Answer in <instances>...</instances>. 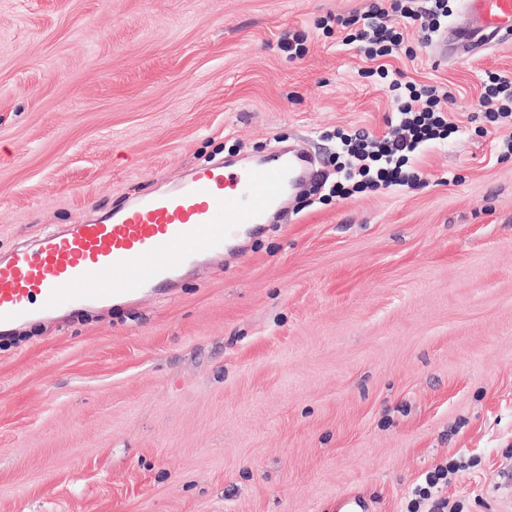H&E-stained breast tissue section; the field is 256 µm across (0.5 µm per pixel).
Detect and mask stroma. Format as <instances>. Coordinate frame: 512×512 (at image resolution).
Segmentation results:
<instances>
[{"mask_svg":"<svg viewBox=\"0 0 512 512\" xmlns=\"http://www.w3.org/2000/svg\"><path fill=\"white\" fill-rule=\"evenodd\" d=\"M371 3L0 0V257L279 141L320 170L173 285L0 337V512H407L450 461L442 497L512 512V126L479 110L512 41L440 61L403 22L384 79L317 25ZM398 77L458 132L425 188L329 196ZM458 470L459 468L454 465L436 466L433 471L425 476V484L416 488L415 498L409 502L407 512H420L421 504L432 500L440 485L448 484L449 476L456 474Z\"/></svg>","mask_w":512,"mask_h":512,"instance_id":"obj_1","label":"stroma"}]
</instances>
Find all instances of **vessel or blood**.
Masks as SVG:
<instances>
[{
    "label": "vessel or blood",
    "instance_id": "1",
    "mask_svg": "<svg viewBox=\"0 0 512 512\" xmlns=\"http://www.w3.org/2000/svg\"><path fill=\"white\" fill-rule=\"evenodd\" d=\"M458 34L512 38V0H462ZM310 157L287 149L263 164L200 169L178 188L144 196L0 260V327L35 314L140 297L196 257L223 252L303 183Z\"/></svg>",
    "mask_w": 512,
    "mask_h": 512
}]
</instances>
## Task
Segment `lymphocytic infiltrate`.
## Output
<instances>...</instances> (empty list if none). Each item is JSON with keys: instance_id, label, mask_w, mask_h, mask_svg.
Listing matches in <instances>:
<instances>
[{"instance_id": "f902f5d3", "label": "lymphocytic infiltrate", "mask_w": 512, "mask_h": 512, "mask_svg": "<svg viewBox=\"0 0 512 512\" xmlns=\"http://www.w3.org/2000/svg\"><path fill=\"white\" fill-rule=\"evenodd\" d=\"M418 19L419 14L406 0H377L362 18L341 20L342 42L364 43V53L374 60L392 55L402 44L401 33L390 26L391 16ZM397 112L395 129L376 140H359L352 153L359 165L347 173L345 180L353 191H374L380 186L418 188V174L406 171L411 156L439 140L448 139L457 128L449 122L446 105L449 92L440 86H416L410 82L391 81L388 86ZM480 106L492 120L512 123V79L489 74Z\"/></svg>"}]
</instances>
